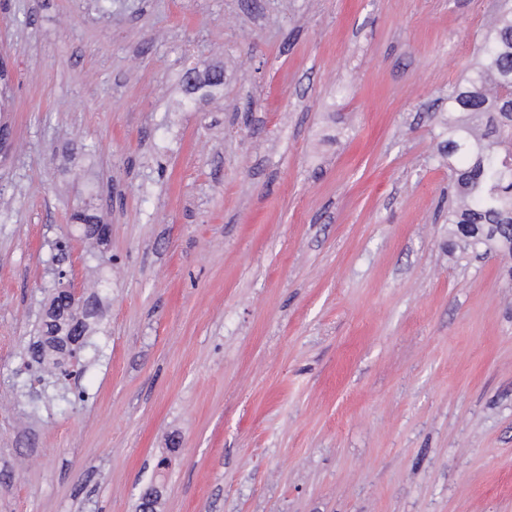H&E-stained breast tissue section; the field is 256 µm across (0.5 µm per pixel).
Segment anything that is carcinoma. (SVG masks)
I'll return each instance as SVG.
<instances>
[{
  "instance_id": "1",
  "label": "carcinoma",
  "mask_w": 512,
  "mask_h": 512,
  "mask_svg": "<svg viewBox=\"0 0 512 512\" xmlns=\"http://www.w3.org/2000/svg\"><path fill=\"white\" fill-rule=\"evenodd\" d=\"M480 62L464 85L448 91V163L453 197L448 206L449 245L464 256L470 252L512 254V168L505 152L512 146V5L501 7L479 49ZM74 219L83 234L101 242L96 216L80 211ZM87 324L71 323L62 292L51 299L42 322V338L28 348L42 369L57 368L67 356L79 354Z\"/></svg>"
}]
</instances>
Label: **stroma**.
<instances>
[{"mask_svg": "<svg viewBox=\"0 0 512 512\" xmlns=\"http://www.w3.org/2000/svg\"><path fill=\"white\" fill-rule=\"evenodd\" d=\"M499 5L0 0V512H512V280L448 249ZM56 268L102 281L64 399ZM97 303L86 300L87 316L81 327H73L69 304L65 295L58 291L51 299L49 308L42 322V338L28 348L29 358L39 365L41 369L57 368L61 366L65 356L78 357L85 347L84 336L87 330L86 320L96 313ZM83 336V340H80ZM77 343L78 347H71L70 342ZM76 353V354H74Z\"/></svg>", "mask_w": 512, "mask_h": 512, "instance_id": "35a3bbf8", "label": "stroma"}]
</instances>
